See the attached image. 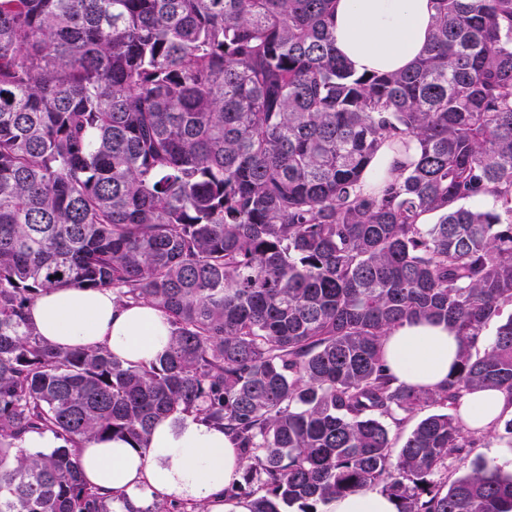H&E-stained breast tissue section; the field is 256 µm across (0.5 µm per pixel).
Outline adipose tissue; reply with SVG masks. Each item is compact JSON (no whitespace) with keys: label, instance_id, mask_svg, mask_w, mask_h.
I'll use <instances>...</instances> for the list:
<instances>
[{"label":"adipose tissue","instance_id":"ef3b65f1","mask_svg":"<svg viewBox=\"0 0 512 512\" xmlns=\"http://www.w3.org/2000/svg\"><path fill=\"white\" fill-rule=\"evenodd\" d=\"M433 0H336L333 34L355 71L411 67L427 46ZM38 334L61 347L104 346L124 362L153 361L169 344V325L151 304L123 305L111 290L69 288L43 293L29 310ZM460 339L445 323L406 322L386 336L383 355L397 383L435 389L455 367ZM459 414L485 430L512 416V398L497 389L466 395ZM92 485L123 494L126 512H142L154 498L175 497L204 512H250L246 500L225 496L245 461L232 436L203 417L163 418L147 450L123 438L94 440L76 450Z\"/></svg>","mask_w":512,"mask_h":512}]
</instances>
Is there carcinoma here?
<instances>
[{"label":"carcinoma","mask_w":512,"mask_h":512,"mask_svg":"<svg viewBox=\"0 0 512 512\" xmlns=\"http://www.w3.org/2000/svg\"><path fill=\"white\" fill-rule=\"evenodd\" d=\"M434 2L410 68L358 74L335 0H0V512H116L73 449H145L187 414L236 438L224 494L252 486L250 512L378 489L397 512H512L511 471L457 467L490 434L512 448V418L457 412L512 398V0ZM68 288L151 303L167 350L48 343L27 311ZM417 320L462 340L435 390L383 355ZM45 431L61 445H19ZM411 153L412 149H410L408 153H405L384 148L374 160V170L384 176H395L398 174L406 162L408 155ZM458 408L469 427L487 430L499 418H511L512 399L500 390L484 389L466 395Z\"/></svg>","instance_id":"cac0c4a2"}]
</instances>
